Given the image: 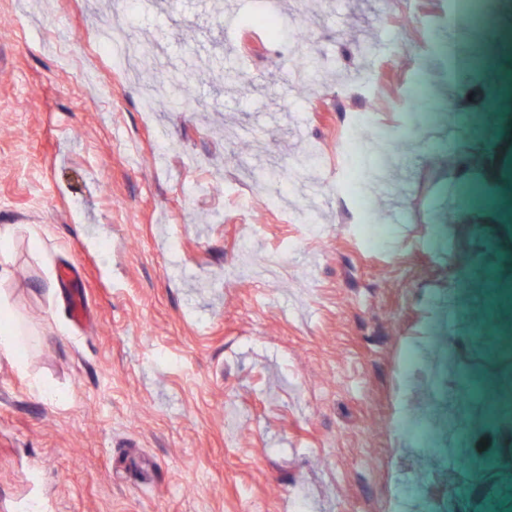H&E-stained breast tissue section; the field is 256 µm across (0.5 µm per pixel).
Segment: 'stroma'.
I'll list each match as a JSON object with an SVG mask.
<instances>
[{
  "label": "stroma",
  "mask_w": 512,
  "mask_h": 512,
  "mask_svg": "<svg viewBox=\"0 0 512 512\" xmlns=\"http://www.w3.org/2000/svg\"><path fill=\"white\" fill-rule=\"evenodd\" d=\"M262 5L0 0V512H512V0L453 45L445 0ZM352 112L375 250L326 188ZM124 35L122 28L109 24L98 32L97 41L104 48L105 62H109L111 65L112 63L119 64L125 69H131L135 59L142 54V50L139 45L123 40L120 54L117 55L114 42L116 39H123ZM0 312L9 316L10 323L0 327V351L11 354L17 348L18 336L20 335L18 324H15L6 302H0Z\"/></svg>",
  "instance_id": "35a3bbf8"
}]
</instances>
